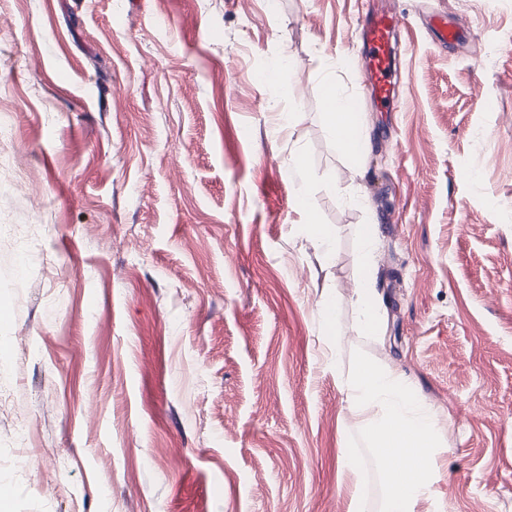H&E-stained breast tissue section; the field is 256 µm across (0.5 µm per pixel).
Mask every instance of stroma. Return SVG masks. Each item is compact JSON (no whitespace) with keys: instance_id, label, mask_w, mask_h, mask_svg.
Instances as JSON below:
<instances>
[{"instance_id":"stroma-1","label":"stroma","mask_w":512,"mask_h":512,"mask_svg":"<svg viewBox=\"0 0 512 512\" xmlns=\"http://www.w3.org/2000/svg\"><path fill=\"white\" fill-rule=\"evenodd\" d=\"M389 2L397 112L365 96L356 0H0V157L33 189L0 180V512H379L346 466L357 349L440 422L417 512H512V0ZM365 280L397 304L372 336ZM322 85L324 89L331 91L334 97L328 101L327 123L341 150L348 155H355L349 145V138H358V142L361 139V131L355 116L356 103L342 92L330 69L326 71ZM353 305L357 314V328L365 334H376L379 328V313L373 291L367 282L363 281L355 291Z\"/></svg>"}]
</instances>
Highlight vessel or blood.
Returning a JSON list of instances; mask_svg holds the SVG:
<instances>
[{
    "label": "vessel or blood",
    "instance_id": "vessel-or-blood-1",
    "mask_svg": "<svg viewBox=\"0 0 512 512\" xmlns=\"http://www.w3.org/2000/svg\"><path fill=\"white\" fill-rule=\"evenodd\" d=\"M400 23V16L376 6L369 7L359 21L366 58L365 92L370 102L383 112H393L398 108L394 95L392 36Z\"/></svg>",
    "mask_w": 512,
    "mask_h": 512
}]
</instances>
